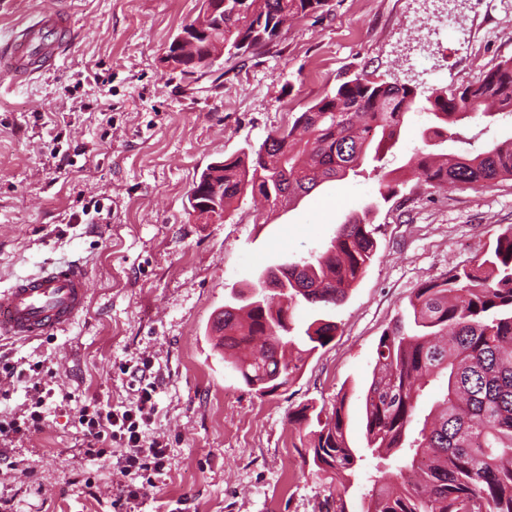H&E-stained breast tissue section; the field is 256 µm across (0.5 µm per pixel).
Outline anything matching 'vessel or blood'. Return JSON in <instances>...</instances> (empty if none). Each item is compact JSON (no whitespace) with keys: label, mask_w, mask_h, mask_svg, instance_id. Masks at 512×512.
<instances>
[{"label":"vessel or blood","mask_w":512,"mask_h":512,"mask_svg":"<svg viewBox=\"0 0 512 512\" xmlns=\"http://www.w3.org/2000/svg\"><path fill=\"white\" fill-rule=\"evenodd\" d=\"M66 18L41 12L36 22L0 45V73L13 81L49 70L65 52ZM88 283L82 268L57 266L0 292V333L37 337L70 325L84 310Z\"/></svg>","instance_id":"b4317fda"}]
</instances>
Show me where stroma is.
<instances>
[{
	"mask_svg": "<svg viewBox=\"0 0 512 512\" xmlns=\"http://www.w3.org/2000/svg\"><path fill=\"white\" fill-rule=\"evenodd\" d=\"M57 8L71 36L55 68L0 94V291L47 266L77 264L89 300L70 326L0 336V421L49 398L36 430L0 441V512H119L112 457L85 455L79 416L137 399L133 366L156 386L147 439L162 441L164 482L138 512H332L301 465L289 413L351 391L350 435L363 446L357 397L375 349L416 288L473 264L512 225V179L431 186L412 169L430 121L411 115L383 164L397 179L329 182L296 208L244 198L233 221L199 223L187 196L212 162L259 145L318 95L363 74L421 95L473 83L512 60V0H331L277 47L228 59L218 85L189 86L164 62L198 0H0V42ZM450 14L470 47L436 37ZM66 168H58L59 157ZM378 225L377 252L330 317L334 339L287 391L259 396L215 354L211 323L232 290L266 267L309 256L350 216Z\"/></svg>",
	"mask_w": 512,
	"mask_h": 512,
	"instance_id": "stroma-1",
	"label": "stroma"
}]
</instances>
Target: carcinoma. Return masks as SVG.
Returning a JSON list of instances; mask_svg holds the SVG:
<instances>
[{
	"label": "carcinoma",
	"mask_w": 512,
	"mask_h": 512,
	"mask_svg": "<svg viewBox=\"0 0 512 512\" xmlns=\"http://www.w3.org/2000/svg\"><path fill=\"white\" fill-rule=\"evenodd\" d=\"M201 0L198 14L181 26L203 27L205 44L221 38L229 57H256L278 45L290 22L321 15L330 0ZM435 124L423 137L462 141L472 115L493 118L512 112V61L475 84L417 90L358 75L316 97L291 124L255 148L210 164L196 180L192 210L219 208L229 220L246 195L298 201L325 183L378 177L380 194L394 193L378 162L398 140L413 112ZM415 172L426 183L493 186L512 177V137L462 153L418 151ZM378 226L351 217L324 249L284 265L288 294L265 295L261 283L232 291L212 324L224 361L261 396L288 389L306 358L326 347L338 326L327 312L340 306L360 281L377 250ZM313 305L320 317L298 324L295 311ZM411 313L386 329L375 351L368 387L359 395L366 448L381 477L361 495V512H512V227L499 233L473 265L418 288ZM438 383L442 397L426 413L418 409L424 389ZM347 394L328 410L303 406L292 412L302 466L336 489V512H349L347 498L366 456L348 436ZM415 473L412 481L403 480Z\"/></svg>",
	"instance_id": "cac0c4a2"
}]
</instances>
